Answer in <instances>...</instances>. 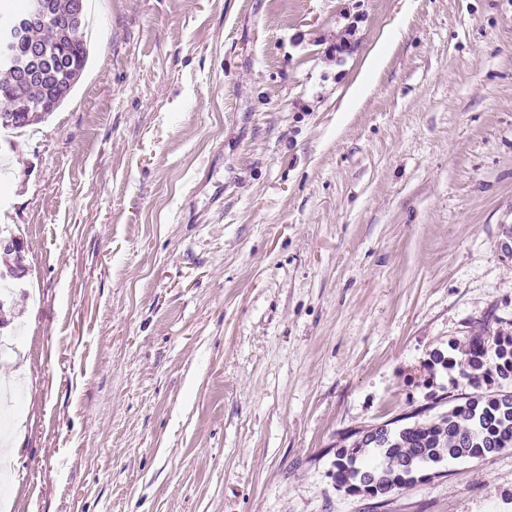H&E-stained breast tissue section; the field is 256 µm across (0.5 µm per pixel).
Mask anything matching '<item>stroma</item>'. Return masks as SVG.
<instances>
[{"mask_svg":"<svg viewBox=\"0 0 512 512\" xmlns=\"http://www.w3.org/2000/svg\"><path fill=\"white\" fill-rule=\"evenodd\" d=\"M88 6L78 83L0 142L8 512H512V450L331 477L468 390L432 352L512 334V0ZM0 251L5 256H13V263L5 262V270L10 277L19 279L24 276L25 267L22 264L21 252L23 251L21 247V242L19 239L15 237L10 238H1L0 240Z\"/></svg>","mask_w":512,"mask_h":512,"instance_id":"35a3bbf8","label":"stroma"}]
</instances>
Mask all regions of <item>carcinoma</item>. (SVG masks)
Returning <instances> with one entry per match:
<instances>
[{"label": "carcinoma", "mask_w": 512, "mask_h": 512, "mask_svg": "<svg viewBox=\"0 0 512 512\" xmlns=\"http://www.w3.org/2000/svg\"><path fill=\"white\" fill-rule=\"evenodd\" d=\"M46 22L6 43L0 41V113L16 128L42 122L66 99L89 57L85 15L72 20L73 0H47ZM46 57L47 77L34 85L16 82L14 67ZM44 106L34 119L28 108ZM466 371L471 391L432 398V403L382 425L348 429L335 444L333 479L350 494L382 498L424 482L426 470L445 461L484 460L512 449V336L469 338L460 362L436 351L430 365Z\"/></svg>", "instance_id": "obj_1"}]
</instances>
